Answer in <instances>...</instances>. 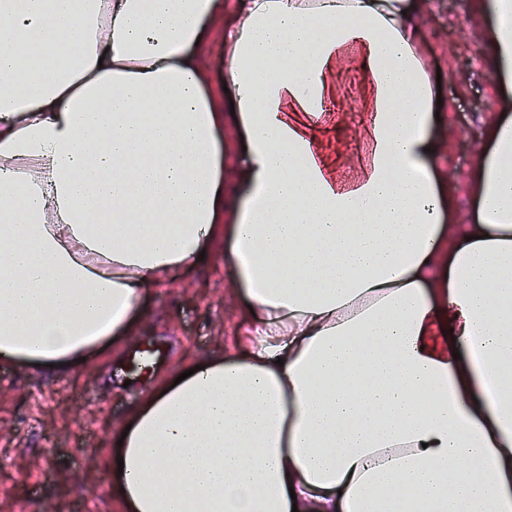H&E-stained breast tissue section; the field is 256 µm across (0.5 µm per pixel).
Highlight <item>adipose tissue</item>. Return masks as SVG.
<instances>
[{
    "instance_id": "ef3b65f1",
    "label": "adipose tissue",
    "mask_w": 512,
    "mask_h": 512,
    "mask_svg": "<svg viewBox=\"0 0 512 512\" xmlns=\"http://www.w3.org/2000/svg\"><path fill=\"white\" fill-rule=\"evenodd\" d=\"M429 5L0 0V362L80 370L211 244L255 315L246 355L132 410L117 512H512V0L474 2L497 115L469 224L435 164ZM220 19L230 112L198 55ZM350 67L371 157L347 186L309 121Z\"/></svg>"
}]
</instances>
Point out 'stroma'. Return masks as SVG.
Wrapping results in <instances>:
<instances>
[{
  "label": "stroma",
  "mask_w": 512,
  "mask_h": 512,
  "mask_svg": "<svg viewBox=\"0 0 512 512\" xmlns=\"http://www.w3.org/2000/svg\"><path fill=\"white\" fill-rule=\"evenodd\" d=\"M484 30L472 0H432L423 27V62L441 74L436 134L446 148L437 163L453 177L459 224L469 223L474 212L470 174L494 110L491 70L481 54ZM200 61L209 91L223 96V25L210 30ZM366 96L359 73L342 70L329 80L324 112L315 122L316 148L341 181L354 180L370 155ZM145 304L119 349H105L75 375L0 362V512H115L100 451L112 447L154 380L187 361L219 358L243 346L249 304L221 247H213L208 262L148 289ZM146 347L158 350L159 360L150 375H132L128 357Z\"/></svg>",
  "instance_id": "stroma-1"
}]
</instances>
